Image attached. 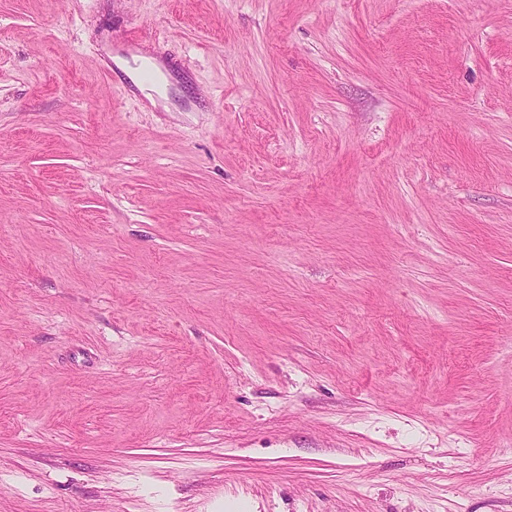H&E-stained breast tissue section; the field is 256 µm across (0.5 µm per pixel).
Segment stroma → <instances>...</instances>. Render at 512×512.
<instances>
[{
    "label": "stroma",
    "instance_id": "1",
    "mask_svg": "<svg viewBox=\"0 0 512 512\" xmlns=\"http://www.w3.org/2000/svg\"><path fill=\"white\" fill-rule=\"evenodd\" d=\"M0 512H512V0H0Z\"/></svg>",
    "mask_w": 512,
    "mask_h": 512
}]
</instances>
